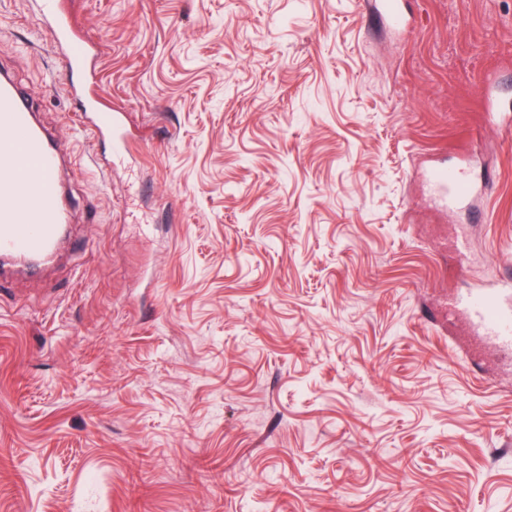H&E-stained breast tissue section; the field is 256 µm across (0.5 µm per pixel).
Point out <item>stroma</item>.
I'll list each match as a JSON object with an SVG mask.
<instances>
[{"mask_svg": "<svg viewBox=\"0 0 512 512\" xmlns=\"http://www.w3.org/2000/svg\"><path fill=\"white\" fill-rule=\"evenodd\" d=\"M130 151L79 130L32 0L0 66L74 221L0 283V512H512V0H65ZM493 171L470 209L424 171ZM375 8L385 17L392 30L403 32L407 29V19L399 7L398 0H375ZM452 309L466 312L500 350L512 352L511 276L497 288H477L456 297Z\"/></svg>", "mask_w": 512, "mask_h": 512, "instance_id": "stroma-1", "label": "stroma"}]
</instances>
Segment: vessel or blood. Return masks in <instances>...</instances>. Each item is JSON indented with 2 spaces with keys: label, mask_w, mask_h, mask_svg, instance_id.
Returning <instances> with one entry per match:
<instances>
[{
  "label": "vessel or blood",
  "mask_w": 512,
  "mask_h": 512,
  "mask_svg": "<svg viewBox=\"0 0 512 512\" xmlns=\"http://www.w3.org/2000/svg\"><path fill=\"white\" fill-rule=\"evenodd\" d=\"M41 28L60 61L67 96L78 105L77 122L93 139L107 142L112 155H124L128 139L121 113L94 94L99 55L97 41L83 36L62 0H34ZM389 27L405 31L407 19L398 0H375ZM64 158L40 124L17 84L0 73V261L54 257L65 224L71 220L62 179ZM436 200L463 206L476 187L461 167L437 166L429 173ZM454 309L503 351L512 352V277L495 288H477L456 297Z\"/></svg>",
  "instance_id": "obj_1"
}]
</instances>
